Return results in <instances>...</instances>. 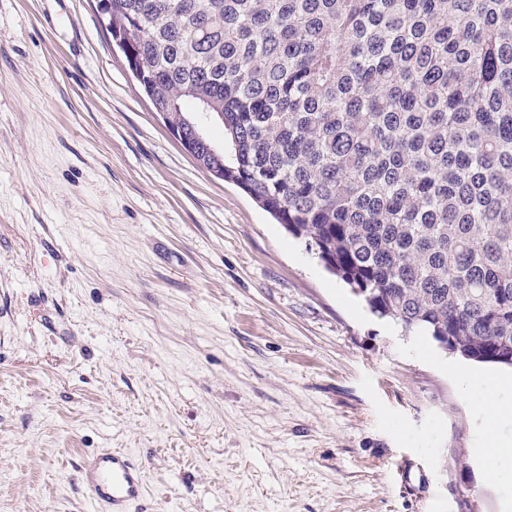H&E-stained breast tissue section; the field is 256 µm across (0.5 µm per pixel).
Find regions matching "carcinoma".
Instances as JSON below:
<instances>
[{
	"instance_id": "1",
	"label": "carcinoma",
	"mask_w": 512,
	"mask_h": 512,
	"mask_svg": "<svg viewBox=\"0 0 512 512\" xmlns=\"http://www.w3.org/2000/svg\"><path fill=\"white\" fill-rule=\"evenodd\" d=\"M194 158L370 309L512 365V0H109ZM224 116V153L184 118Z\"/></svg>"
}]
</instances>
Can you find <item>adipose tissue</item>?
<instances>
[{"instance_id":"adipose-tissue-1","label":"adipose tissue","mask_w":512,"mask_h":512,"mask_svg":"<svg viewBox=\"0 0 512 512\" xmlns=\"http://www.w3.org/2000/svg\"><path fill=\"white\" fill-rule=\"evenodd\" d=\"M461 382L464 393L472 399L483 418L487 448L480 466L487 474L500 476L512 462V438H503L498 432L502 422L512 420V403L502 398L503 393L512 389V377L465 374Z\"/></svg>"}]
</instances>
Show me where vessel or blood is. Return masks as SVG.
Segmentation results:
<instances>
[{
	"instance_id": "1",
	"label": "vessel or blood",
	"mask_w": 512,
	"mask_h": 512,
	"mask_svg": "<svg viewBox=\"0 0 512 512\" xmlns=\"http://www.w3.org/2000/svg\"><path fill=\"white\" fill-rule=\"evenodd\" d=\"M79 475L92 512H135L145 492L143 471L125 452L102 449L88 455Z\"/></svg>"
}]
</instances>
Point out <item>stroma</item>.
<instances>
[{
  "label": "stroma",
  "instance_id": "stroma-1",
  "mask_svg": "<svg viewBox=\"0 0 512 512\" xmlns=\"http://www.w3.org/2000/svg\"><path fill=\"white\" fill-rule=\"evenodd\" d=\"M96 0H0V512H503L465 359L329 273L168 131ZM79 475L93 512H134L145 492L143 471L129 453L101 449L83 459Z\"/></svg>",
  "mask_w": 512,
  "mask_h": 512
}]
</instances>
